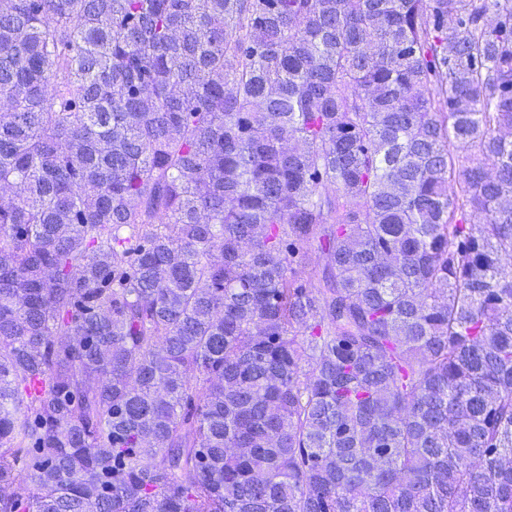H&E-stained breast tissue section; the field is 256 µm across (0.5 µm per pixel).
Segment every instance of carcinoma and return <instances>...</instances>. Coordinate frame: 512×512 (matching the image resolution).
<instances>
[{
	"label": "carcinoma",
	"instance_id": "obj_1",
	"mask_svg": "<svg viewBox=\"0 0 512 512\" xmlns=\"http://www.w3.org/2000/svg\"><path fill=\"white\" fill-rule=\"evenodd\" d=\"M0 101V512H512V0H0Z\"/></svg>",
	"mask_w": 512,
	"mask_h": 512
}]
</instances>
